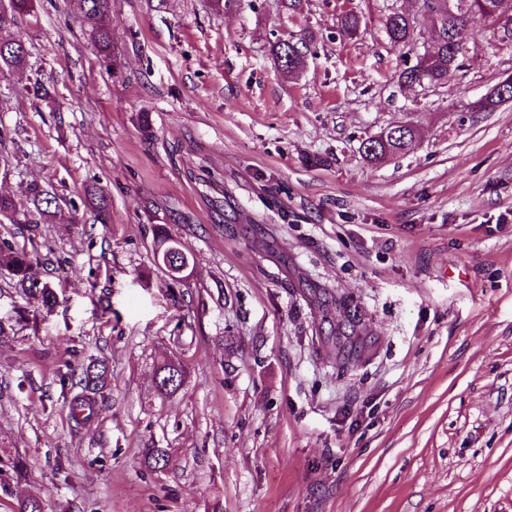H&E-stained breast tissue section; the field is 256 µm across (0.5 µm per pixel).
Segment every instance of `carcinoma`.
<instances>
[{"label":"carcinoma","mask_w":512,"mask_h":512,"mask_svg":"<svg viewBox=\"0 0 512 512\" xmlns=\"http://www.w3.org/2000/svg\"><path fill=\"white\" fill-rule=\"evenodd\" d=\"M77 10L89 19H97L112 11V0H74ZM449 4L438 15V21L432 23L435 47L417 55L416 62L402 70L399 83H416L421 86L443 85L448 82L456 70L460 68L459 58L455 57L451 46L461 43L467 38L469 27L478 21L492 26L507 28L501 22L499 0H442ZM385 33L390 44L406 47L413 41V21L404 12L394 11L386 17ZM98 55L106 63L113 60L112 33L105 27H94L88 34ZM309 37L303 36L290 45L284 40H277L271 45L274 62L283 71H291L300 61V50L307 47ZM29 51L20 38L0 34V68L19 69L27 64ZM512 101V81L508 83L507 97L499 93H491L477 103L480 111L492 110L496 106ZM415 142V135L410 128H405L398 136L388 140V145H379L378 150L365 151L366 157L372 161H382L390 156L407 153ZM55 202L53 194L34 183L28 190V207L23 209L21 216L26 224H44L57 216L51 210ZM87 208L94 224H108L111 221L110 202L105 191L92 187L87 190ZM180 243L172 238L165 229H160L156 236V254L160 263L174 255L173 249ZM0 267L6 269L19 283L34 281L32 260L24 251L0 249ZM158 390L164 394L176 392L185 381V371L175 370L168 363H163L158 370ZM66 378L72 381V387L80 388L70 402L71 415L80 423L87 421L96 413L97 395L107 386V369L103 365L90 364L82 371L81 377L69 373Z\"/></svg>","instance_id":"obj_1"}]
</instances>
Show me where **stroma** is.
<instances>
[{"label": "stroma", "mask_w": 512, "mask_h": 512, "mask_svg": "<svg viewBox=\"0 0 512 512\" xmlns=\"http://www.w3.org/2000/svg\"><path fill=\"white\" fill-rule=\"evenodd\" d=\"M102 23L110 68L73 0H34L9 28L28 64L0 71V195L38 183L61 210L0 223L56 295L0 269V512H512V102L475 109L512 38L474 24L447 84L405 88L433 46L415 0H113ZM291 33L313 40L287 77ZM402 123L414 149L367 161ZM92 184L111 223H68ZM161 228L190 276L159 264ZM166 359L186 380L165 396ZM93 360L110 383L79 425L59 378ZM385 33L393 46L406 47L413 41V21L407 13L394 11L385 21ZM88 38L96 49L98 55L107 64L113 61L112 33L106 27H93ZM309 40L310 38L308 36L298 38L294 42L296 47H293L285 40L280 39L271 45L270 51L274 62L277 63L278 67L283 71V73H285L286 70L291 72L296 67V65H298L300 58L302 57L298 55V53L304 55L301 49L307 48Z\"/></svg>", "instance_id": "1"}]
</instances>
